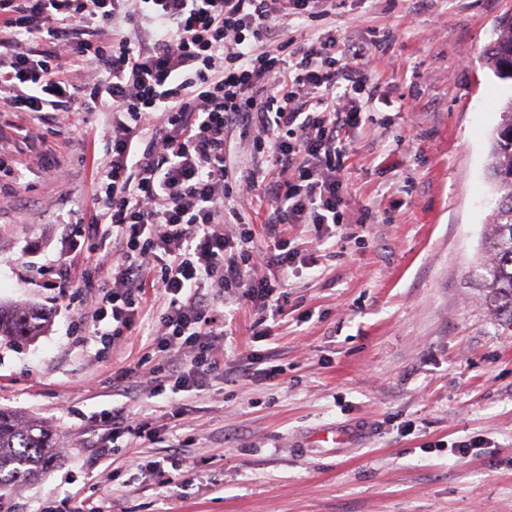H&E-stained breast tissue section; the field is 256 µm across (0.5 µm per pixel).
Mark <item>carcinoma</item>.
Returning <instances> with one entry per match:
<instances>
[{
	"label": "carcinoma",
	"instance_id": "cac0c4a2",
	"mask_svg": "<svg viewBox=\"0 0 512 512\" xmlns=\"http://www.w3.org/2000/svg\"><path fill=\"white\" fill-rule=\"evenodd\" d=\"M483 56L497 78L512 80V18L498 23ZM488 172L497 198L486 225L489 259L482 264L480 296L492 317L512 326V96L501 108ZM45 323L36 309L0 304V336L26 339L38 335ZM55 451L54 435L45 422L0 409V512H15V492L39 477Z\"/></svg>",
	"mask_w": 512,
	"mask_h": 512
}]
</instances>
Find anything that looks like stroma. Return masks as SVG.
Here are the masks:
<instances>
[{"instance_id":"35a3bbf8","label":"stroma","mask_w":512,"mask_h":512,"mask_svg":"<svg viewBox=\"0 0 512 512\" xmlns=\"http://www.w3.org/2000/svg\"><path fill=\"white\" fill-rule=\"evenodd\" d=\"M508 17L512 0H345L318 26L294 21L290 37L330 30L372 53L367 121L341 173L347 222L323 240L282 225L302 255L285 311L262 337L250 305L225 295L224 373L201 390L150 396L156 316L106 354L79 322L95 293L66 301L57 288L60 256L96 250L91 160L106 145L93 134L111 113L31 121L29 150L0 179V302L48 323L0 336V408L42 418L59 448L16 512H512V330L476 284L491 134L512 95L482 52ZM252 356L263 369L242 379ZM129 365L138 378L123 397L113 375ZM120 405L167 414V428L152 443L120 438L89 468L96 415ZM179 449L183 495L125 470Z\"/></svg>"}]
</instances>
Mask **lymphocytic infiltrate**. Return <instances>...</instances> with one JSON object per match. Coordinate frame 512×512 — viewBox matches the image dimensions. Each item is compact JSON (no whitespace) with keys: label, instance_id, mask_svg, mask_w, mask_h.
Returning a JSON list of instances; mask_svg holds the SVG:
<instances>
[{"label":"lymphocytic infiltrate","instance_id":"f902f5d3","mask_svg":"<svg viewBox=\"0 0 512 512\" xmlns=\"http://www.w3.org/2000/svg\"><path fill=\"white\" fill-rule=\"evenodd\" d=\"M336 0H0V98L14 112H90L110 105L111 152L95 166L88 226L107 243L81 272L59 258L60 291L97 292L90 318L104 349L164 309L150 385L202 389L224 372L216 346L226 317L212 289L250 303L258 324L285 310L281 277L298 256L279 233L343 223L346 134L361 126L357 97L370 54L333 32L290 47L288 20L314 21ZM37 46H30V39ZM92 66L74 84L69 60ZM268 158L265 172L228 164L232 128ZM267 204L272 245L261 250L238 208ZM234 233H225V225ZM109 331H100V323Z\"/></svg>","mask_w":512,"mask_h":512}]
</instances>
